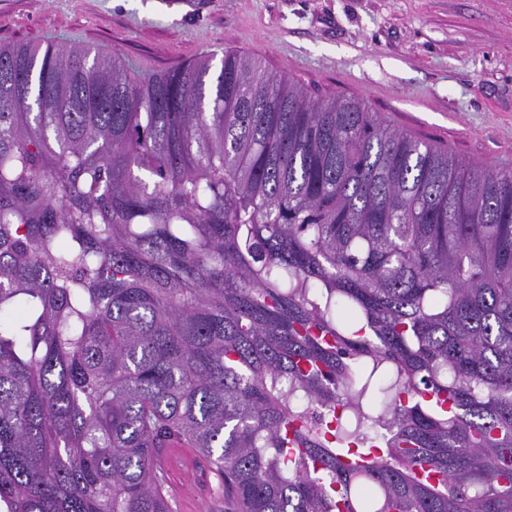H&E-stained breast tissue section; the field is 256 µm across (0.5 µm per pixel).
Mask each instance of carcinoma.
<instances>
[{
  "instance_id": "1",
  "label": "carcinoma",
  "mask_w": 512,
  "mask_h": 512,
  "mask_svg": "<svg viewBox=\"0 0 512 512\" xmlns=\"http://www.w3.org/2000/svg\"><path fill=\"white\" fill-rule=\"evenodd\" d=\"M512 512V168L224 52L0 46V512Z\"/></svg>"
}]
</instances>
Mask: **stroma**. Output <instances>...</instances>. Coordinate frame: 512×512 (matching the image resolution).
<instances>
[{"label": "stroma", "mask_w": 512, "mask_h": 512, "mask_svg": "<svg viewBox=\"0 0 512 512\" xmlns=\"http://www.w3.org/2000/svg\"><path fill=\"white\" fill-rule=\"evenodd\" d=\"M18 42L116 54L137 79L231 50L512 168V0H0V45Z\"/></svg>", "instance_id": "35a3bbf8"}]
</instances>
